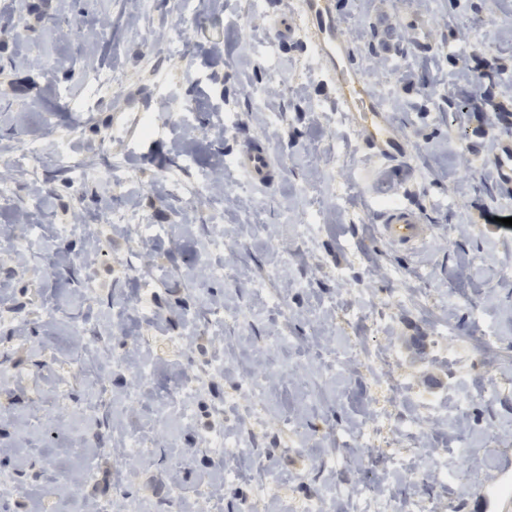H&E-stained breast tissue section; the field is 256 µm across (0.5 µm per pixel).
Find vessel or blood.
Returning a JSON list of instances; mask_svg holds the SVG:
<instances>
[{
  "label": "vessel or blood",
  "instance_id": "b4317fda",
  "mask_svg": "<svg viewBox=\"0 0 512 512\" xmlns=\"http://www.w3.org/2000/svg\"><path fill=\"white\" fill-rule=\"evenodd\" d=\"M303 14L308 23L309 36L332 75L345 110L362 122L365 142L382 156L396 157L401 147L351 64V53L336 13L335 0H303ZM241 166L253 179L265 181L269 178L270 161L265 155L245 152ZM407 177L408 172L404 166L388 169L377 179L373 189L374 197H393L397 187ZM381 233L393 245L417 247L424 242L427 228L415 211L398 205L387 209Z\"/></svg>",
  "mask_w": 512,
  "mask_h": 512
}]
</instances>
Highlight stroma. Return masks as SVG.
Masks as SVG:
<instances>
[{
  "label": "stroma",
  "instance_id": "obj_1",
  "mask_svg": "<svg viewBox=\"0 0 512 512\" xmlns=\"http://www.w3.org/2000/svg\"><path fill=\"white\" fill-rule=\"evenodd\" d=\"M182 2L0 0L13 20L0 32V512H66L40 459L77 473L79 437L95 463L88 506L121 490L157 512L173 487L190 504L213 484L210 512H297L319 497L354 512L334 493L355 487L377 488L368 512H491L512 483V228L492 221L512 215L496 161L512 134L444 106L487 65L501 75L492 105L512 113V0H336L412 170L396 198L430 228L416 249L381 235L370 178L383 160L342 110L302 14L286 0ZM97 74L112 78L107 96ZM252 147L274 161L271 181L240 169ZM62 155L83 164L82 182ZM219 307L229 320L214 322ZM80 350L94 383L71 380ZM143 362L150 386L127 403ZM250 368L271 379L262 396L243 385ZM189 376L201 380L192 422L162 418ZM217 427L254 450L231 477L202 443ZM131 433L150 443L133 467L114 453ZM422 458L433 472L409 480Z\"/></svg>",
  "mask_w": 512,
  "mask_h": 512
}]
</instances>
